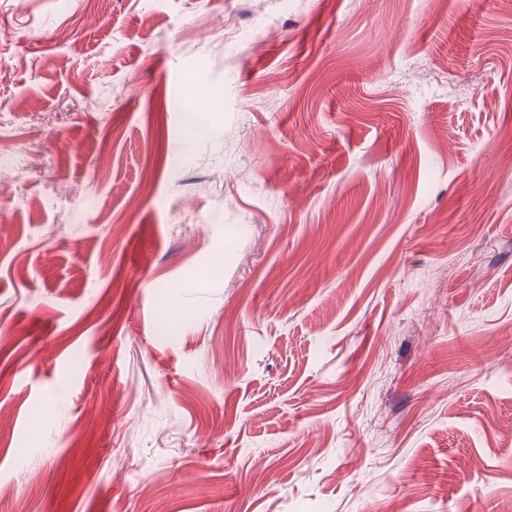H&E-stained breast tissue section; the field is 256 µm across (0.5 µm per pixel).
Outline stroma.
I'll return each instance as SVG.
<instances>
[{"label": "stroma", "mask_w": 512, "mask_h": 512, "mask_svg": "<svg viewBox=\"0 0 512 512\" xmlns=\"http://www.w3.org/2000/svg\"><path fill=\"white\" fill-rule=\"evenodd\" d=\"M0 495L512 503V10L0 0Z\"/></svg>", "instance_id": "obj_1"}]
</instances>
